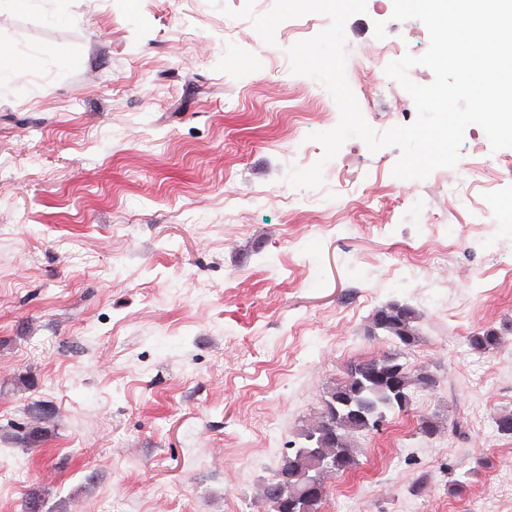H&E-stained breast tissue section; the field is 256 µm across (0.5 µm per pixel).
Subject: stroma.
<instances>
[{
    "label": "stroma",
    "mask_w": 512,
    "mask_h": 512,
    "mask_svg": "<svg viewBox=\"0 0 512 512\" xmlns=\"http://www.w3.org/2000/svg\"><path fill=\"white\" fill-rule=\"evenodd\" d=\"M392 9L345 25L379 133L416 118L382 47H429ZM311 20L270 45L208 0L0 8V63L34 61L0 77V512H268L325 385L393 350L369 333L392 302L418 310L402 360L436 385L357 437L320 512H512V214L478 218L512 202V147L468 126L424 179L358 138L323 161L339 109L287 55ZM319 161L321 186L289 183ZM487 330L502 344L476 353Z\"/></svg>",
    "instance_id": "35a3bbf8"
}]
</instances>
